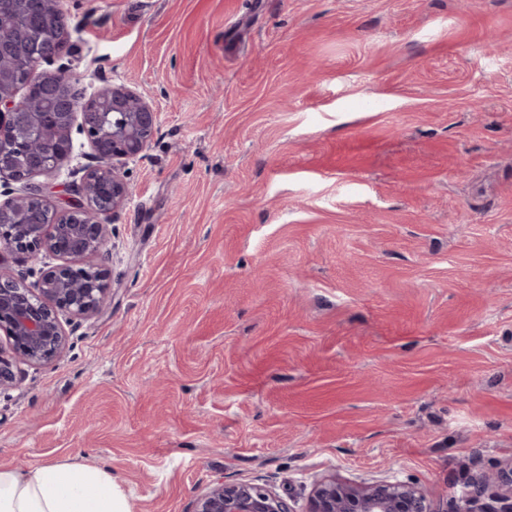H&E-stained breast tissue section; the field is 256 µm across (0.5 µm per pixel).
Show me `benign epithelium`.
I'll return each mask as SVG.
<instances>
[{"mask_svg": "<svg viewBox=\"0 0 512 512\" xmlns=\"http://www.w3.org/2000/svg\"><path fill=\"white\" fill-rule=\"evenodd\" d=\"M43 33H52L54 18L65 16L60 0H45ZM13 71L0 70V179L19 184L0 201V261L3 252L20 254L33 264L47 256L63 260L41 273L37 284L0 271V393L18 387L20 365H43L58 358L66 346L61 316L75 323L104 311L110 297L108 271L88 258L102 256L112 228L98 216L116 213L129 198V187L116 160H133L147 148L159 112L125 85H112L85 98L63 69L35 75L53 60L33 51L28 23L17 27L9 48ZM46 83L64 111L49 115L31 107L29 93L17 97L18 78ZM86 136L92 163L83 167L80 200L58 211L44 199L45 185L72 157V129ZM192 512H294L274 489L260 484L218 481L194 502ZM305 512H437L412 481L381 480L356 485L334 476L318 481ZM449 512H512V463L479 477L452 500Z\"/></svg>", "mask_w": 512, "mask_h": 512, "instance_id": "benign-epithelium-1", "label": "benign epithelium"}]
</instances>
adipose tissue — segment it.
<instances>
[{"instance_id": "1", "label": "adipose tissue", "mask_w": 512, "mask_h": 512, "mask_svg": "<svg viewBox=\"0 0 512 512\" xmlns=\"http://www.w3.org/2000/svg\"><path fill=\"white\" fill-rule=\"evenodd\" d=\"M0 512H131L112 471L100 464L0 466Z\"/></svg>"}]
</instances>
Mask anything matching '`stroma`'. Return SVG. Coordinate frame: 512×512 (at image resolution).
I'll use <instances>...</instances> for the list:
<instances>
[{"mask_svg": "<svg viewBox=\"0 0 512 512\" xmlns=\"http://www.w3.org/2000/svg\"><path fill=\"white\" fill-rule=\"evenodd\" d=\"M48 70L159 124L111 302L0 394V465H107L132 512L218 481L512 460V0H63Z\"/></svg>", "mask_w": 512, "mask_h": 512, "instance_id": "35a3bbf8", "label": "stroma"}]
</instances>
